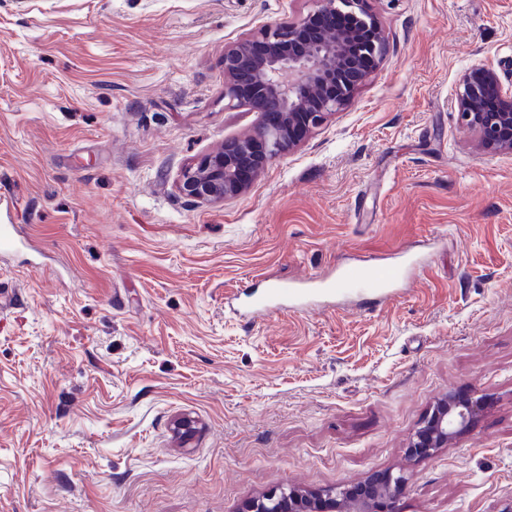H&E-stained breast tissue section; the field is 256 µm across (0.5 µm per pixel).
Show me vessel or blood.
Returning <instances> with one entry per match:
<instances>
[{
	"mask_svg": "<svg viewBox=\"0 0 512 512\" xmlns=\"http://www.w3.org/2000/svg\"><path fill=\"white\" fill-rule=\"evenodd\" d=\"M407 272V267L396 263L371 266L363 260L351 262L332 274L314 276L298 283H273L265 292L252 296L243 315L248 319L256 318L271 312L283 300L306 304L322 297L362 293L383 301Z\"/></svg>",
	"mask_w": 512,
	"mask_h": 512,
	"instance_id": "b4317fda",
	"label": "vessel or blood"
}]
</instances>
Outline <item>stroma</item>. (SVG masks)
Instances as JSON below:
<instances>
[{
  "label": "stroma",
  "instance_id": "stroma-1",
  "mask_svg": "<svg viewBox=\"0 0 512 512\" xmlns=\"http://www.w3.org/2000/svg\"><path fill=\"white\" fill-rule=\"evenodd\" d=\"M315 0H0V512H239L404 473L399 512L512 505V152L456 120L473 65L512 77V0H372L387 53L237 199L177 182L251 134L224 48ZM424 264L248 321L267 279ZM491 404L429 456L433 404Z\"/></svg>",
  "mask_w": 512,
  "mask_h": 512
}]
</instances>
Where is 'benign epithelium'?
Returning a JSON list of instances; mask_svg holds the SVG:
<instances>
[{"label": "benign epithelium", "mask_w": 512, "mask_h": 512, "mask_svg": "<svg viewBox=\"0 0 512 512\" xmlns=\"http://www.w3.org/2000/svg\"><path fill=\"white\" fill-rule=\"evenodd\" d=\"M315 14L328 26L312 41L305 35L306 20L270 23L224 49V107H246L262 121L249 136L224 142V147L191 163L178 190L198 203L227 201L249 186L245 172L259 175L272 159L297 143L293 126L304 132L319 128L346 106L355 90L375 70L387 51L385 34L369 9L370 0H316ZM346 12L356 23L336 29V15ZM495 90L501 108L483 109L487 87ZM458 125L476 134L487 153L512 152V79L482 65L462 77L457 97ZM487 406V398L452 394L438 401L409 444L414 456H429L465 432ZM408 480L391 472L376 473L355 485L306 494L288 486L250 500L244 512H399L398 502Z\"/></svg>", "instance_id": "7a95c632"}]
</instances>
